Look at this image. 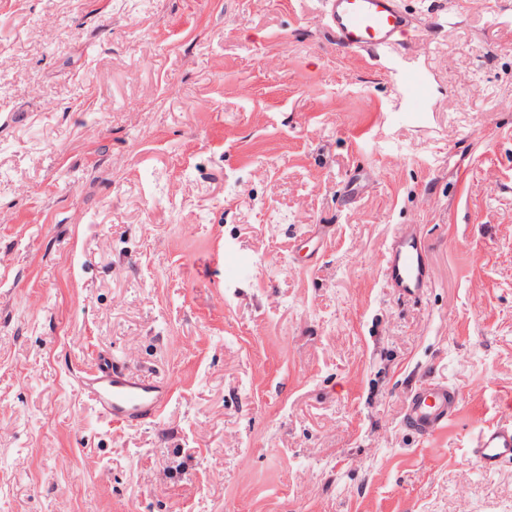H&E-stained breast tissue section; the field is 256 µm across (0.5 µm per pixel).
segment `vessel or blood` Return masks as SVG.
Returning a JSON list of instances; mask_svg holds the SVG:
<instances>
[{"label": "vessel or blood", "instance_id": "vessel-or-blood-1", "mask_svg": "<svg viewBox=\"0 0 512 512\" xmlns=\"http://www.w3.org/2000/svg\"><path fill=\"white\" fill-rule=\"evenodd\" d=\"M323 24L337 46L359 54L396 51L414 21L402 0H322ZM399 93L421 97L427 86L418 69L399 72ZM380 271L390 288L402 297H419L432 279L428 249L418 225L406 224L388 242ZM82 385L89 391L98 415L130 426L156 420L168 400V386L124 369L111 356L96 359L84 371ZM461 408L458 389L429 379L410 388L404 409L405 427L429 441L447 431ZM469 457L487 471L512 464V411L485 420L467 442Z\"/></svg>", "mask_w": 512, "mask_h": 512}]
</instances>
